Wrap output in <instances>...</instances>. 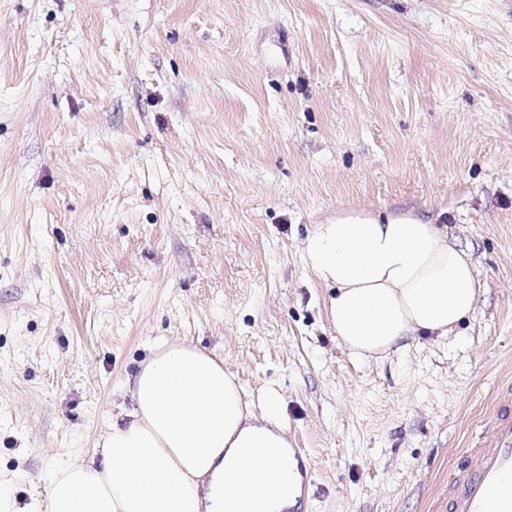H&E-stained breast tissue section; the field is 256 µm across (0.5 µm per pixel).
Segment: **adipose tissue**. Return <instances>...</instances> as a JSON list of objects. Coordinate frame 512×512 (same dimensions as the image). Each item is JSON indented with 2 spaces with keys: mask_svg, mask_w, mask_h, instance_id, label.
Wrapping results in <instances>:
<instances>
[{
  "mask_svg": "<svg viewBox=\"0 0 512 512\" xmlns=\"http://www.w3.org/2000/svg\"><path fill=\"white\" fill-rule=\"evenodd\" d=\"M305 267L327 287L339 343L380 359L444 338L478 301L473 266L445 225L414 214L337 212L313 225ZM133 409L92 456L58 461L28 512H286L302 472L275 411L254 415L223 359L158 341L128 383Z\"/></svg>",
  "mask_w": 512,
  "mask_h": 512,
  "instance_id": "1",
  "label": "adipose tissue"
}]
</instances>
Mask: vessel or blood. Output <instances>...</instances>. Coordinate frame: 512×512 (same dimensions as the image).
Returning a JSON list of instances; mask_svg holds the SVG:
<instances>
[{
	"instance_id": "1",
	"label": "vessel or blood",
	"mask_w": 512,
	"mask_h": 512,
	"mask_svg": "<svg viewBox=\"0 0 512 512\" xmlns=\"http://www.w3.org/2000/svg\"><path fill=\"white\" fill-rule=\"evenodd\" d=\"M490 439L448 481V512H512V385L497 401Z\"/></svg>"
}]
</instances>
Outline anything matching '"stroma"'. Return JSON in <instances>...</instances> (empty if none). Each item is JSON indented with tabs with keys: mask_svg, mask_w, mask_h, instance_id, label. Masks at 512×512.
Listing matches in <instances>:
<instances>
[{
	"mask_svg": "<svg viewBox=\"0 0 512 512\" xmlns=\"http://www.w3.org/2000/svg\"><path fill=\"white\" fill-rule=\"evenodd\" d=\"M443 217L461 333L358 360L301 243ZM304 449L303 512H448L512 384V0H0V482L18 512L160 339Z\"/></svg>",
	"mask_w": 512,
	"mask_h": 512,
	"instance_id": "obj_1",
	"label": "stroma"
}]
</instances>
